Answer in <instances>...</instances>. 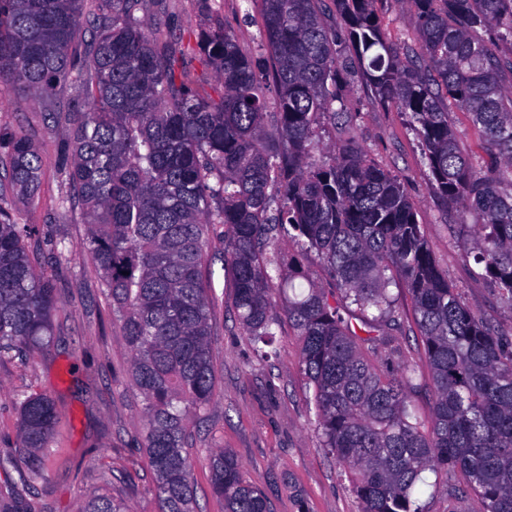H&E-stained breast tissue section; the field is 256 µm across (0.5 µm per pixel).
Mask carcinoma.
I'll return each mask as SVG.
<instances>
[{"instance_id": "cac0c4a2", "label": "carcinoma", "mask_w": 512, "mask_h": 512, "mask_svg": "<svg viewBox=\"0 0 512 512\" xmlns=\"http://www.w3.org/2000/svg\"><path fill=\"white\" fill-rule=\"evenodd\" d=\"M0 0V93L28 103L70 81L91 101L69 113L73 162L65 202L85 208L84 250L132 354L145 400V454L159 512H195L189 415L215 394L204 275L208 232L224 225L233 306L255 344L282 320L298 336L323 447L346 464L360 512H423L415 488L426 470L462 471L480 512H512V336L475 315L448 282L415 217L402 180L355 142L317 160L319 119L361 74L375 99L405 114L420 139L431 189L481 216L475 243L455 235L461 258L482 267L512 304V90L494 29L512 40V0H407L418 49L387 40L378 0H260L264 53L242 50L221 21L195 35L222 86L219 99L178 71L161 24L137 16L141 0ZM88 28L91 37L82 38ZM274 87L276 101H268ZM469 114L484 155L458 148L448 107ZM275 111H269V107ZM0 358L49 346L55 289L33 268L12 199L39 197L42 158L18 129L0 136ZM315 250L333 280L324 288L299 259L279 258L284 239ZM397 279L410 296L434 400L411 410L419 366L398 358L380 371L367 346L395 324ZM363 320L345 321L336 301ZM19 472L27 488L45 475L54 400L19 401ZM224 512H268L228 450L207 457ZM86 512H129L90 496Z\"/></svg>"}]
</instances>
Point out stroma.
Segmentation results:
<instances>
[{
	"instance_id": "1",
	"label": "stroma",
	"mask_w": 512,
	"mask_h": 512,
	"mask_svg": "<svg viewBox=\"0 0 512 512\" xmlns=\"http://www.w3.org/2000/svg\"><path fill=\"white\" fill-rule=\"evenodd\" d=\"M377 9L388 41L412 42L413 10L401 0H379ZM212 14L234 31L245 51L260 53L259 0H145L140 13L145 22L167 24L172 41L184 51L183 71L211 95L219 91L220 83L187 44L193 30ZM77 95V88L70 84L54 92L51 101L62 114L55 120L43 105L22 107L13 95L0 94V131L25 128L43 157L38 204L18 198L14 207L21 223L37 229L26 247L36 270L52 280L56 294L51 347L27 361L0 360V452L13 456L12 465L0 469V512L32 495L43 512H85L90 495L96 492L123 501L131 512H158L156 479L142 451L147 431L144 401L129 376L131 352L102 294L95 263L81 248L84 210L62 202L68 186L61 147L72 136L64 115ZM346 106L350 125L323 126L321 144L328 147L353 138L377 165L399 176L438 265L463 301L477 316L503 331L512 330V304L478 276L477 265L462 261L454 244L453 228L477 223L478 216L446 206L432 191L421 147L405 115L381 106L360 80L348 93ZM209 240L210 260L204 273L216 295L211 316L216 392L186 439L195 462L197 512H224L204 462L206 454L220 448L234 453L243 478L264 493L270 512H359L343 464L320 445L297 336L289 327H281L272 356H258L232 305L231 277L224 268L223 226L211 228ZM54 242L65 247L57 261L49 257ZM392 294L397 319L392 344L402 357L422 361L408 294L400 287L393 288ZM25 392L51 395L60 413L46 475L31 492L18 482L25 457L17 451V398ZM417 497L425 512L479 510L465 475L458 470L425 471Z\"/></svg>"
}]
</instances>
